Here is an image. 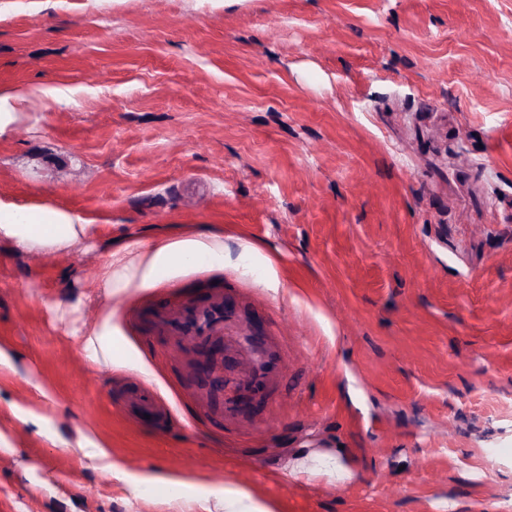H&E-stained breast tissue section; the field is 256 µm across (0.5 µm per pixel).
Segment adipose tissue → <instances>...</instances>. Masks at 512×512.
I'll use <instances>...</instances> for the list:
<instances>
[{
    "label": "adipose tissue",
    "instance_id": "obj_1",
    "mask_svg": "<svg viewBox=\"0 0 512 512\" xmlns=\"http://www.w3.org/2000/svg\"><path fill=\"white\" fill-rule=\"evenodd\" d=\"M89 236V227L68 210L36 205L21 208L0 202V241L19 254L45 256L75 247ZM224 265V237L189 229L141 245L123 243L112 249L100 279L112 296L132 288H152L162 275L175 276L197 262ZM82 351L90 364L116 363L127 351L121 322L115 314L98 317L89 330L80 332Z\"/></svg>",
    "mask_w": 512,
    "mask_h": 512
}]
</instances>
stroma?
I'll use <instances>...</instances> for the list:
<instances>
[{
  "label": "stroma",
  "mask_w": 512,
  "mask_h": 512,
  "mask_svg": "<svg viewBox=\"0 0 512 512\" xmlns=\"http://www.w3.org/2000/svg\"><path fill=\"white\" fill-rule=\"evenodd\" d=\"M1 91L0 201L94 233L0 242V512H204L226 488L272 512H512V0H0ZM191 226L223 228V269L106 294L109 242ZM216 286L226 335L259 323L277 356L229 422L241 353L209 387L133 315ZM113 310L154 380L73 340ZM41 385L59 412L35 425ZM146 387L172 422H133ZM85 426L119 472L59 444ZM341 446L351 479L285 472ZM157 470L206 486L138 485Z\"/></svg>",
  "instance_id": "35a3bbf8"
}]
</instances>
